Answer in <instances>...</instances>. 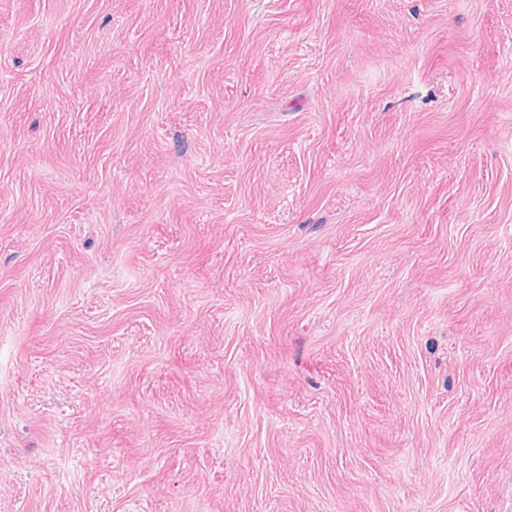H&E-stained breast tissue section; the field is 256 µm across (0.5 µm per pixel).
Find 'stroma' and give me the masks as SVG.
I'll return each mask as SVG.
<instances>
[{"label":"stroma","mask_w":512,"mask_h":512,"mask_svg":"<svg viewBox=\"0 0 512 512\" xmlns=\"http://www.w3.org/2000/svg\"><path fill=\"white\" fill-rule=\"evenodd\" d=\"M0 512H512V0H0Z\"/></svg>","instance_id":"1"}]
</instances>
